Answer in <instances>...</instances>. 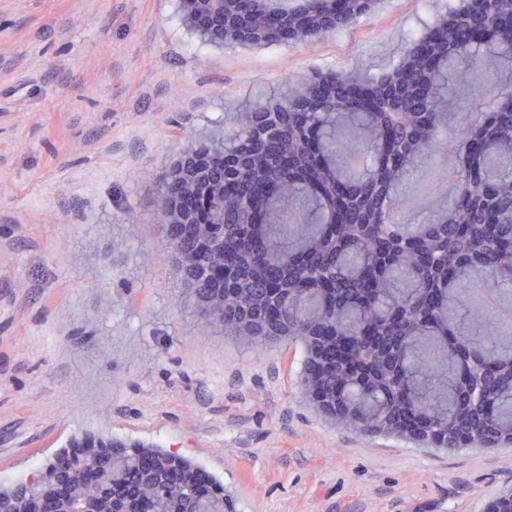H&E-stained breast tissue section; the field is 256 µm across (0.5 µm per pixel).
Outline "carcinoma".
<instances>
[{"label": "carcinoma", "mask_w": 512, "mask_h": 512, "mask_svg": "<svg viewBox=\"0 0 512 512\" xmlns=\"http://www.w3.org/2000/svg\"><path fill=\"white\" fill-rule=\"evenodd\" d=\"M434 7L436 47L446 62L429 81L419 63L400 67L393 84H373L389 107L351 106L347 77L331 73L338 92L323 112H310L298 86L288 85V111L277 135L255 149L246 124L260 103L240 113L224 137V223L207 238L195 224L166 226L180 245L183 270L201 304L224 292L208 314L224 335L252 344L299 342L305 395L326 416L365 433L421 443L408 426L426 419L435 448L512 445V323L474 302L477 291L512 306V31L460 53L449 22L463 10L454 0ZM365 15L351 0L324 34H338ZM512 0H493L473 24L497 25ZM492 61L498 81L484 112L471 99L463 68ZM484 150L469 160L472 136ZM441 151L452 156L456 183L448 205L423 222L396 223L409 180ZM273 178L275 195L259 224L246 223L244 202L254 179ZM322 336L359 343L366 368L327 369L313 349ZM97 449L109 483L77 485L71 501L85 512H232L216 477L196 486L201 466L142 443L85 438ZM84 457L55 456L33 481L0 487V512L31 501L50 504L79 473Z\"/></svg>", "instance_id": "obj_1"}]
</instances>
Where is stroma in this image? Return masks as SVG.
Returning a JSON list of instances; mask_svg holds the SVG:
<instances>
[{"label": "stroma", "instance_id": "stroma-1", "mask_svg": "<svg viewBox=\"0 0 512 512\" xmlns=\"http://www.w3.org/2000/svg\"><path fill=\"white\" fill-rule=\"evenodd\" d=\"M430 12L224 49L178 0H0V485L92 434L188 456L237 512H486L511 448L417 447L337 425L304 396L300 344L203 322L157 223L192 142L318 72L380 79Z\"/></svg>", "mask_w": 512, "mask_h": 512}]
</instances>
